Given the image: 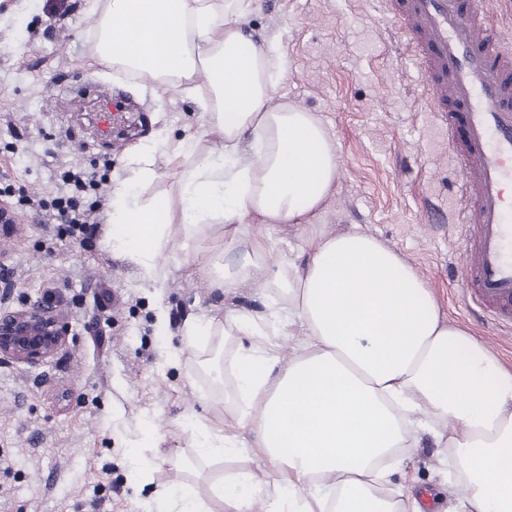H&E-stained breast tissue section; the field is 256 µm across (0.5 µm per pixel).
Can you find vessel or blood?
Here are the masks:
<instances>
[{
    "label": "vessel or blood",
    "instance_id": "1",
    "mask_svg": "<svg viewBox=\"0 0 512 512\" xmlns=\"http://www.w3.org/2000/svg\"><path fill=\"white\" fill-rule=\"evenodd\" d=\"M497 2L384 0V13L459 168L464 295L493 320L512 322V42L497 25Z\"/></svg>",
    "mask_w": 512,
    "mask_h": 512
}]
</instances>
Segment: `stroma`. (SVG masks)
Here are the masks:
<instances>
[{"mask_svg": "<svg viewBox=\"0 0 512 512\" xmlns=\"http://www.w3.org/2000/svg\"><path fill=\"white\" fill-rule=\"evenodd\" d=\"M65 2L52 17L39 0H0V192L18 208L14 227L0 231V274L16 285L12 306L53 298L69 329L47 364L0 361V512H145L161 486L265 472L253 456L188 469L168 461L193 456L189 420L215 416L234 390L232 379L218 388L201 375L185 323L262 312L265 292L212 288L204 259H236L215 230L176 240L158 259L155 287L113 250L112 204L134 148L161 128L176 140L200 135L203 116L178 90L157 92L124 69L101 68L90 0ZM248 27L283 57L278 100L321 115L336 139L340 177L320 223L374 235L400 253L446 317L511 367L512 330L463 301V245L450 219L460 175L417 98L421 76L396 51L381 0H259ZM89 73L123 106L108 140L96 110L71 103L72 86ZM69 170L97 174L98 187L82 196L102 201L96 223L71 228L49 210ZM37 201L46 210L34 212ZM247 231L274 259L303 243L288 224ZM196 248L201 262L184 264ZM144 457L154 462L145 480L137 475ZM455 475L454 459L427 436L390 481L430 491V512H448Z\"/></svg>", "mask_w": 512, "mask_h": 512, "instance_id": "35a3bbf8", "label": "stroma"}]
</instances>
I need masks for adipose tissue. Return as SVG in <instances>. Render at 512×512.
<instances>
[{"instance_id": "ef3b65f1", "label": "adipose tissue", "mask_w": 512, "mask_h": 512, "mask_svg": "<svg viewBox=\"0 0 512 512\" xmlns=\"http://www.w3.org/2000/svg\"><path fill=\"white\" fill-rule=\"evenodd\" d=\"M96 60L193 99V137L155 132L116 192L118 246L144 281L178 237L217 226L238 247L235 269L211 263L212 285L261 284L272 306L227 365L231 423L199 419L193 446L208 461L239 449L269 477L212 479L161 492L156 512H253L246 484L270 512H423L413 486L385 493L423 436L452 449L462 481L452 512H512V370L446 319L415 267L375 237L317 225L338 182L336 140L322 118L275 99L284 65L246 26L257 0H95ZM182 158L176 196L139 198L166 149ZM291 224L304 246L288 261L250 247L248 223ZM296 353L282 361L278 336Z\"/></svg>"}]
</instances>
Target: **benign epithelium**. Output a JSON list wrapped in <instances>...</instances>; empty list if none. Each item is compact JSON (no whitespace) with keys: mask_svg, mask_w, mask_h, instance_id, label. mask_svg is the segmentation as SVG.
<instances>
[{"mask_svg":"<svg viewBox=\"0 0 512 512\" xmlns=\"http://www.w3.org/2000/svg\"><path fill=\"white\" fill-rule=\"evenodd\" d=\"M15 284L0 276V360L10 359L40 365L52 358L65 343L68 328L64 318L51 303L6 306Z\"/></svg>","mask_w":512,"mask_h":512,"instance_id":"1","label":"benign epithelium"}]
</instances>
